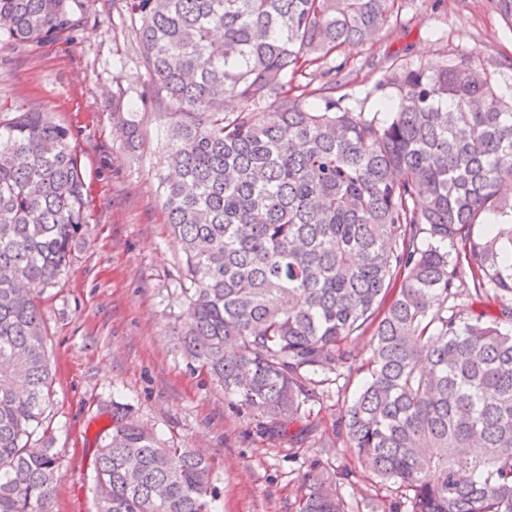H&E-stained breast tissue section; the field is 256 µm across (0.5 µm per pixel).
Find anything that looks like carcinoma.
Masks as SVG:
<instances>
[{"label": "carcinoma", "mask_w": 512, "mask_h": 512, "mask_svg": "<svg viewBox=\"0 0 512 512\" xmlns=\"http://www.w3.org/2000/svg\"><path fill=\"white\" fill-rule=\"evenodd\" d=\"M76 0H0V34L78 27ZM140 24L144 104L168 110L159 177L179 239L180 349L235 404L287 432L324 376L357 361L339 434L408 492L391 512H512V92L462 58L396 69L392 104L356 110L295 86L373 39L395 0H124ZM319 103L306 104L310 97ZM112 116L140 140L138 113ZM87 230L70 131L46 112L0 121V512H49L60 460L41 433L53 374L35 292ZM499 308L462 321L461 293ZM319 462L297 512H347ZM94 512H212V464L112 403Z\"/></svg>", "instance_id": "1"}]
</instances>
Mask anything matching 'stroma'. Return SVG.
<instances>
[{
	"label": "stroma",
	"mask_w": 512,
	"mask_h": 512,
	"mask_svg": "<svg viewBox=\"0 0 512 512\" xmlns=\"http://www.w3.org/2000/svg\"><path fill=\"white\" fill-rule=\"evenodd\" d=\"M124 0H78L75 32L35 43L0 36V116L16 107L46 112L71 132L88 187V232L67 270L37 298L54 372L45 434L61 459L52 512H94L93 451L112 430L113 403L132 404L169 443H191L214 463V512H294L313 461L349 468L340 492L348 512H387L396 483L359 471L337 438L342 405L364 375L342 369L313 403V431L293 443L237 408L179 350L184 307L176 286L182 252L165 223L157 190L164 117L141 109L138 151L112 118V96L134 98L148 80L139 25ZM470 58L512 85V18L497 0H396L390 23L371 41L342 48L338 95L377 109L391 98L393 66L438 67Z\"/></svg>",
	"instance_id": "1"
}]
</instances>
